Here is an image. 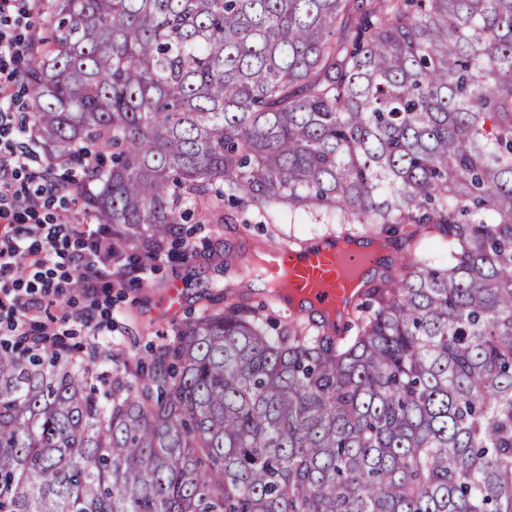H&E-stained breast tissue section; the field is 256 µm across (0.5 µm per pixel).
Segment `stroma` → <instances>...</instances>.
<instances>
[{
  "mask_svg": "<svg viewBox=\"0 0 512 512\" xmlns=\"http://www.w3.org/2000/svg\"><path fill=\"white\" fill-rule=\"evenodd\" d=\"M220 215L218 223L185 224V243L167 245L161 260L131 270L122 282L90 293L68 289L50 298L37 322L49 324L73 355L84 357L91 347L104 346L134 369L152 346L172 339L177 324L204 307L223 306L227 283L243 289L248 305L267 297L268 282L254 265L240 263L228 273L218 264L219 256L248 255L268 241L283 243L291 236L312 241L325 235L324 225L283 207L263 218L252 207H227ZM188 245L193 248L189 254L184 251ZM78 312L91 318V326L75 320Z\"/></svg>",
  "mask_w": 512,
  "mask_h": 512,
  "instance_id": "1",
  "label": "stroma"
}]
</instances>
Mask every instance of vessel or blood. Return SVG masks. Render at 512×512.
Returning <instances> with one entry per match:
<instances>
[{
    "label": "vessel or blood",
    "mask_w": 512,
    "mask_h": 512,
    "mask_svg": "<svg viewBox=\"0 0 512 512\" xmlns=\"http://www.w3.org/2000/svg\"><path fill=\"white\" fill-rule=\"evenodd\" d=\"M360 260L357 253L336 246L304 251L274 248L268 253L265 272L294 303L333 309L351 295L348 278Z\"/></svg>",
    "instance_id": "1"
}]
</instances>
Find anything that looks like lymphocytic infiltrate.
<instances>
[{
  "label": "lymphocytic infiltrate",
  "mask_w": 512,
  "mask_h": 512,
  "mask_svg": "<svg viewBox=\"0 0 512 512\" xmlns=\"http://www.w3.org/2000/svg\"><path fill=\"white\" fill-rule=\"evenodd\" d=\"M30 0H0V335L22 336L28 313L57 295L72 276L88 290L121 280L105 264L93 216L74 223L61 203L63 188L46 167H33L36 143L18 116L17 64L34 51L27 29Z\"/></svg>",
  "instance_id": "1"
}]
</instances>
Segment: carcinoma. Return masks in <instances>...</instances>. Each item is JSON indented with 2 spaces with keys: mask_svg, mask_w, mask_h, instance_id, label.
I'll return each mask as SVG.
<instances>
[{
  "mask_svg": "<svg viewBox=\"0 0 512 512\" xmlns=\"http://www.w3.org/2000/svg\"><path fill=\"white\" fill-rule=\"evenodd\" d=\"M46 160L140 261L224 202L408 224L344 324L234 291L115 363L0 346V512H512V0H47ZM448 247L437 268L418 248ZM408 230H410L409 226H403L402 224H398L396 226H393L389 232L383 234L384 237H387L386 239L389 240L391 245L385 247V250L379 252L377 256V261L375 260V262L368 268L376 270L375 276L371 279L372 283L370 284V286L374 285L375 281L378 280L383 273H395V270L393 269L396 267L397 264H395L394 261L396 262L398 257L403 252L407 251L406 235ZM379 258H383L384 260L379 261ZM389 259H391L390 262ZM386 263H388L389 265L385 269Z\"/></svg>",
  "mask_w": 512,
  "mask_h": 512,
  "instance_id": "obj_1",
  "label": "carcinoma"
}]
</instances>
